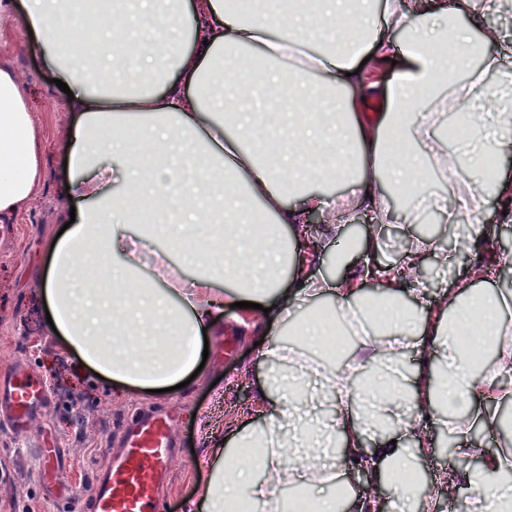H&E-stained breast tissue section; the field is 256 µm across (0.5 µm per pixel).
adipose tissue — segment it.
Returning <instances> with one entry per match:
<instances>
[{
  "label": "adipose tissue",
  "mask_w": 512,
  "mask_h": 512,
  "mask_svg": "<svg viewBox=\"0 0 512 512\" xmlns=\"http://www.w3.org/2000/svg\"><path fill=\"white\" fill-rule=\"evenodd\" d=\"M505 0H431L421 14L396 0H253L254 19L224 8V0H98L97 29L82 21L75 0H28L34 45L56 79L71 90L76 116L65 140L74 222L47 236L51 267L41 291L57 334L82 364L115 384L140 389L176 385L198 367L204 330L225 307L247 301L278 312L329 303L356 332L339 362L304 359L286 343L261 352L270 368L260 386L264 422L232 431L211 451L201 487L202 512H227L237 496L230 477L244 475L247 449H259L250 483L253 499L287 512L283 491H315L316 512H336L322 496L348 467L374 475L407 466L425 447L424 430L448 427L470 451L475 423H492L488 405L507 399L494 380L450 341L484 328L497 374H512V291L488 294L458 284L451 311L419 315L427 286L416 276L426 253L440 268L454 257L434 239L410 243L400 264L381 273L373 294L365 276L349 286L308 270L303 251L311 213L336 214L326 188L346 186L376 224L391 220V193L405 195L406 220L421 223L439 174L461 175L450 187L455 212L479 213L490 192L512 196L496 178L487 190L482 162L512 132V39L496 50L477 41V26ZM69 22L74 42L101 37L112 46L102 60L57 47ZM454 40L457 51L440 49ZM269 58L248 71L241 50ZM400 64L382 82L358 68L366 57ZM385 102L383 118L360 112L370 95ZM309 101L311 112L282 115L283 99ZM456 123L462 135L449 141ZM402 126L403 147H389ZM120 192L94 177L105 154ZM44 176L42 146L18 78L0 67V219L24 211ZM151 202L150 225L129 231L131 214ZM266 215L255 223V211ZM203 243L200 270L185 289L138 279L132 243ZM383 307V325L367 308ZM434 354L419 370L403 363L414 340ZM434 400L430 415H412L415 396ZM390 431L377 432L380 421ZM297 466L285 468L284 458Z\"/></svg>",
  "instance_id": "adipose-tissue-1"
}]
</instances>
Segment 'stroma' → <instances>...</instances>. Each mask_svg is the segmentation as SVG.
Returning a JSON list of instances; mask_svg holds the SVG:
<instances>
[{"mask_svg":"<svg viewBox=\"0 0 512 512\" xmlns=\"http://www.w3.org/2000/svg\"><path fill=\"white\" fill-rule=\"evenodd\" d=\"M0 0V66L20 79V89L33 113L45 152L44 181L31 205L13 218L8 235L0 238V375L8 376L19 364L44 378H55L54 405L40 412L28 433L17 437L0 427V512H90L91 479L115 448L121 427L133 413L168 411L178 417L175 451L169 457L170 483L166 490L170 512H189L197 501L207 472L201 464L211 444L203 422L206 412L227 414L234 425L261 424L259 385L268 373L260 359V340L266 319L253 310L228 308L216 331L207 335L208 358L204 373L184 388L165 393L142 389L115 390L111 382L80 368L63 340L45 329V301L40 280L49 266L41 251L44 236L59 232L57 215L65 201L58 177L66 158L62 142L71 118L66 93L50 83L49 71L34 48L24 12ZM342 198V237L358 231L361 248L349 250L342 262L309 255L312 272L344 280L365 262L388 263L400 259L416 225L406 223L403 210H395V232L376 234L361 211L353 209L345 188ZM491 244L449 267L439 291L431 292L428 310H436L440 293H454L471 264L491 259L495 271L485 280L491 290L512 289V263L500 260ZM56 449L59 464L55 481H48L36 461L39 449Z\"/></svg>","mask_w":512,"mask_h":512,"instance_id":"stroma-1","label":"stroma"}]
</instances>
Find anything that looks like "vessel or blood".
Instances as JSON below:
<instances>
[{"label": "vessel or blood", "instance_id": "b4317fda", "mask_svg": "<svg viewBox=\"0 0 512 512\" xmlns=\"http://www.w3.org/2000/svg\"><path fill=\"white\" fill-rule=\"evenodd\" d=\"M51 402L40 375L15 368L7 386H0V421L13 435H25L33 412ZM168 429L166 419L157 417L126 426L120 453L93 476L92 512H167L159 488L172 448Z\"/></svg>", "mask_w": 512, "mask_h": 512}]
</instances>
